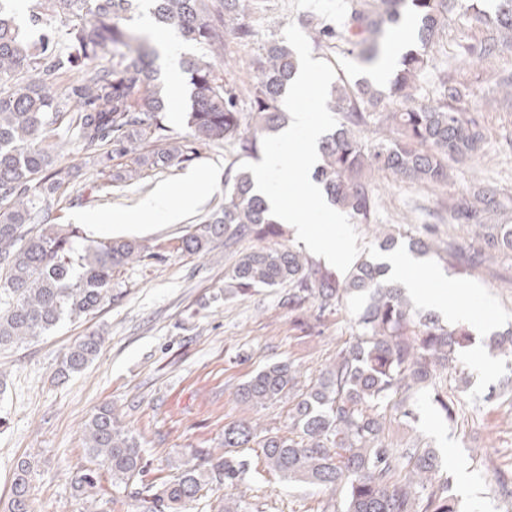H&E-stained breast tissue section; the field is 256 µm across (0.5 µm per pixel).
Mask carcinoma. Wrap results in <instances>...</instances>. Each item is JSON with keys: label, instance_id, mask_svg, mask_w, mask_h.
<instances>
[{"label": "carcinoma", "instance_id": "cac0c4a2", "mask_svg": "<svg viewBox=\"0 0 512 512\" xmlns=\"http://www.w3.org/2000/svg\"><path fill=\"white\" fill-rule=\"evenodd\" d=\"M27 18L17 20L14 0H0V349L43 336L62 321L94 314L114 301L112 280L121 268L154 253L136 240L78 241V231L48 223L47 196L75 178L80 168L55 167L43 143L62 133L97 163L130 156L132 165L115 174L133 180L142 169L164 170L192 159L195 144L228 145L243 156L257 154L262 140L284 120L282 99L299 60L283 39H271L248 91L250 112H241L236 88L224 82L211 60L224 43V24L243 42L252 37L246 20L265 10L268 0H149L158 28L174 26L184 41L206 53L182 61L192 86L189 133L168 135L167 94L159 81L158 52L149 36L121 25L136 0H30ZM469 0L477 22L512 35V0H498L495 15ZM463 0H347L337 26L309 23L314 41L326 48L352 46L348 53L373 64L386 52L389 28L406 13L418 17L417 37L401 55L389 88L399 103L383 110L381 92L367 81L354 85L340 77L330 88L336 127L322 140L314 178L329 203L358 224L373 226L382 251L398 239L422 253L458 266L480 264L490 251L512 253V224L492 222L506 205L496 189L479 187L449 205L457 224L478 229V246L463 255L442 241L414 236L405 225L377 223L376 176L421 184L446 182L453 164L481 150L477 124L462 112L465 74L448 72L446 94L438 101L421 96L430 67V47L448 15ZM112 50L105 66L95 61ZM375 126L379 137L365 130ZM152 140L155 147L147 150ZM250 173L237 172L225 189L224 209L210 214L180 240L190 255L207 252L230 237L274 241L239 255L225 285L230 295L253 288L288 289V306L308 301L321 314L346 308L365 294L355 314L354 338L318 376L301 381L292 363L274 361L239 385L237 399L253 407L291 400L288 430L282 434L240 420L224 427V453L185 458L170 479L147 481L149 461L140 436L121 426L103 406L84 423V449L112 477V488L128 492L134 512H186L209 499L211 512H249L223 489L262 466L287 481L341 489L342 512H456L448 486L436 483L440 458L433 448L413 446L399 453L384 437L387 415L406 422L418 418L415 395L434 391L445 416L462 404L460 381L467 373L459 353L468 347L462 325L443 324L417 311L407 292L386 281L388 266L362 253L346 273L327 267L293 243L268 215L264 201L251 194ZM39 227L32 232V227ZM97 333L74 342L56 371L60 377L87 368L100 352ZM32 462L15 463L10 493L0 512H32ZM87 497L97 487V470L71 479Z\"/></svg>", "mask_w": 512, "mask_h": 512}]
</instances>
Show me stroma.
Listing matches in <instances>:
<instances>
[{
    "label": "stroma",
    "mask_w": 512,
    "mask_h": 512,
    "mask_svg": "<svg viewBox=\"0 0 512 512\" xmlns=\"http://www.w3.org/2000/svg\"><path fill=\"white\" fill-rule=\"evenodd\" d=\"M345 0H271L267 11L253 15V37L241 45L232 32L224 34L223 56L231 64L226 81L242 83L257 65L261 48L282 37L287 24L316 18L336 25L343 21ZM487 36L469 11L461 9L431 51L432 65L422 81V94L442 97L449 68L464 66L469 85L468 117L484 134L478 156L456 165L445 184L381 182L383 203L377 220L397 224L408 220L412 230L435 228L460 248L475 234L471 226L448 221V206L471 186L488 184L512 197V103L497 99L494 82L512 76V46L489 56L469 57V47ZM192 46L180 47L178 59L162 63L161 75L178 68ZM180 100L168 109L165 124L174 138L184 137L190 85L180 72ZM58 166H80L79 176L49 197L52 223L72 225L88 234V222L115 214L139 216L143 202L161 184H180L187 172L198 173L204 189L177 222L149 218L139 240L157 256L122 268L114 277L118 299L97 313L63 321L48 335L0 350V374L7 390L0 396V500L6 499L14 465L26 457L33 463L31 501L34 512H131L129 498H115L107 471H100L94 501L76 496L71 478L85 468L82 428L99 407L110 406L127 428L143 440L150 478L168 479L181 454L222 452L225 426L251 420L261 427L284 430L291 404L281 400L253 408L236 397L239 385L254 371L286 360L307 375L318 374L351 341L352 299L346 311L318 316L313 304L292 310L282 288H260L228 295L224 281L241 252L255 248L252 238H234L205 254L181 252L179 242L191 227L224 205L228 169L239 168L244 156L232 147L199 145L193 159L167 170H143L136 180L113 181L122 164L82 165L74 147L55 151ZM512 312V254L490 253L481 266L462 269ZM103 332L98 357L83 372L56 381L54 372L67 348L81 336ZM471 344L485 350L495 371L470 373L464 403L446 418L430 392L418 395L417 422L388 419L385 438L392 447H410L422 439L440 459V481L449 483L457 512H512V362L486 351L485 340ZM495 399H488V392ZM227 497L248 503L251 512H320L323 503L338 506L341 493L290 483L275 473L247 478L226 489Z\"/></svg>",
    "instance_id": "stroma-1"
}]
</instances>
